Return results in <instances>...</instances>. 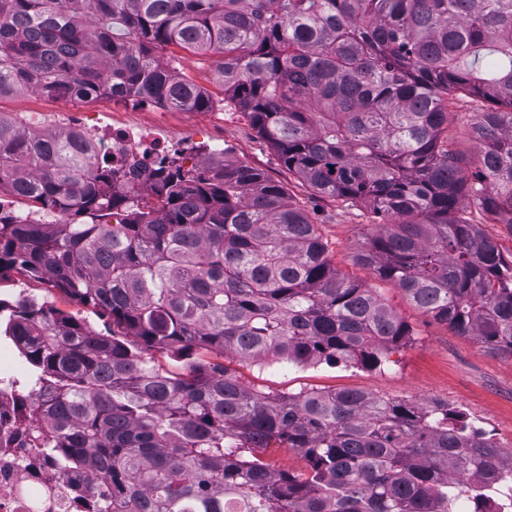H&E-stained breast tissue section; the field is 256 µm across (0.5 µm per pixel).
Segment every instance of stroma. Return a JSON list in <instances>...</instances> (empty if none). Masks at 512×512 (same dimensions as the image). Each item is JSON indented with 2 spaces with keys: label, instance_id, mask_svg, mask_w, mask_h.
<instances>
[{
  "label": "stroma",
  "instance_id": "35a3bbf8",
  "mask_svg": "<svg viewBox=\"0 0 512 512\" xmlns=\"http://www.w3.org/2000/svg\"><path fill=\"white\" fill-rule=\"evenodd\" d=\"M158 55L175 59L179 71L210 97L212 105L205 111L174 109L166 114L147 110L141 112V120L164 121L170 127L190 131L201 141L223 139L225 158L254 167L279 182L317 224L337 269L375 288L411 330L406 342L375 369L326 363L297 366L271 359L257 365L241 362L231 354L213 353L206 354V361L224 363L244 383L273 394L357 389L418 405L440 402L464 413L468 422L483 428L500 445L512 443V357L491 352L477 338L455 335L411 305L398 288L378 279L371 270L353 265V252L371 231L366 208H345L313 191L288 171L242 113L225 108L224 87L215 75L217 56L195 54L174 45L159 50ZM66 109V99L30 92L0 99V115L11 119L28 112ZM15 283L38 302L78 314L96 330L109 327L105 317L71 303L45 282L15 271L0 278V286L8 288Z\"/></svg>",
  "mask_w": 512,
  "mask_h": 512
}]
</instances>
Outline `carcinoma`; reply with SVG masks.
Listing matches in <instances>:
<instances>
[{
	"label": "carcinoma",
	"instance_id": "carcinoma-1",
	"mask_svg": "<svg viewBox=\"0 0 512 512\" xmlns=\"http://www.w3.org/2000/svg\"><path fill=\"white\" fill-rule=\"evenodd\" d=\"M168 44L219 55L224 107L316 192L370 212L355 265L512 356V251L464 216L471 200L512 231V0H0V97L208 108L156 55ZM460 98L485 103L474 165L448 136ZM117 176L68 134L0 117V188L66 217H0V278L44 280L114 327L0 302V336L29 368L10 383L22 447L92 476L94 512H453L472 482L489 512L506 453L446 405L157 367L152 351L379 366L410 328L264 173L171 160L149 201ZM271 448L307 471L273 468Z\"/></svg>",
	"mask_w": 512,
	"mask_h": 512
}]
</instances>
